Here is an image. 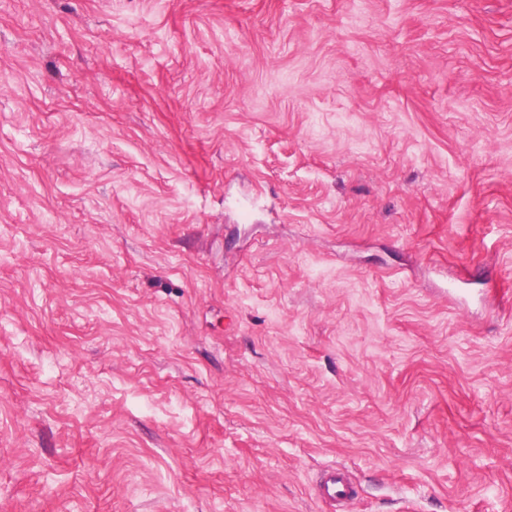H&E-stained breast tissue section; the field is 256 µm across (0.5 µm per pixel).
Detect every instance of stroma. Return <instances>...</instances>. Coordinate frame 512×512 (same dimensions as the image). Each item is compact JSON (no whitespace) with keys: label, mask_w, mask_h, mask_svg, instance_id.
Here are the masks:
<instances>
[{"label":"stroma","mask_w":512,"mask_h":512,"mask_svg":"<svg viewBox=\"0 0 512 512\" xmlns=\"http://www.w3.org/2000/svg\"><path fill=\"white\" fill-rule=\"evenodd\" d=\"M512 512V0H0V512ZM317 496L332 501L348 500L353 497V489L341 470L331 469L319 481Z\"/></svg>","instance_id":"1"}]
</instances>
